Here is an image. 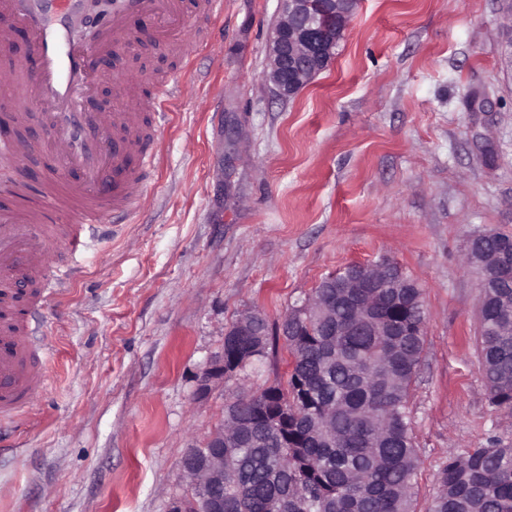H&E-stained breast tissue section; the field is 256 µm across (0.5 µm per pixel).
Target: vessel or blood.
Segmentation results:
<instances>
[{"instance_id": "obj_1", "label": "vessel or blood", "mask_w": 512, "mask_h": 512, "mask_svg": "<svg viewBox=\"0 0 512 512\" xmlns=\"http://www.w3.org/2000/svg\"><path fill=\"white\" fill-rule=\"evenodd\" d=\"M185 0H114L112 13L86 42L76 33L84 26V0H0V50L9 51L18 31H26L29 51L0 68V87L17 124L32 105L40 107L43 141L14 132L0 134V162L18 174L11 196L26 193L24 174L32 156L44 162L40 197L20 209H0V288L13 280L49 277L52 291L64 293L71 273L56 270L47 251L56 242L75 257L91 247L97 225L129 213L145 197L142 167L155 154L141 136L142 114L118 106L89 112L85 99L99 80L97 55L133 51L129 34L134 19L153 22L152 37L170 45V33L184 18ZM0 329V414H9L48 382L51 350L32 361L23 338L21 312L5 314Z\"/></svg>"}]
</instances>
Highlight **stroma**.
Returning a JSON list of instances; mask_svg holds the SVG:
<instances>
[{
  "label": "stroma",
  "instance_id": "stroma-1",
  "mask_svg": "<svg viewBox=\"0 0 512 512\" xmlns=\"http://www.w3.org/2000/svg\"><path fill=\"white\" fill-rule=\"evenodd\" d=\"M278 0L189 12L175 50L140 43L126 74L179 89L144 174L148 198L99 228L71 288L37 305L46 387L0 416V512H171L179 463L240 391L287 386L286 344L197 391L225 330L280 320L320 281L387 258L419 282L426 344L409 410L427 512L449 453L512 445L478 345L468 240L512 234V35L505 0H361L328 68L293 99L266 80ZM264 321L265 324L269 327V324L266 318L259 312H247L241 315L224 333V337L230 336L228 339H233L234 336H238L239 338H243L246 336H250L249 338H244L241 340L242 343L247 345H252V337L251 336H264L265 334L258 330L261 321Z\"/></svg>",
  "mask_w": 512,
  "mask_h": 512
}]
</instances>
